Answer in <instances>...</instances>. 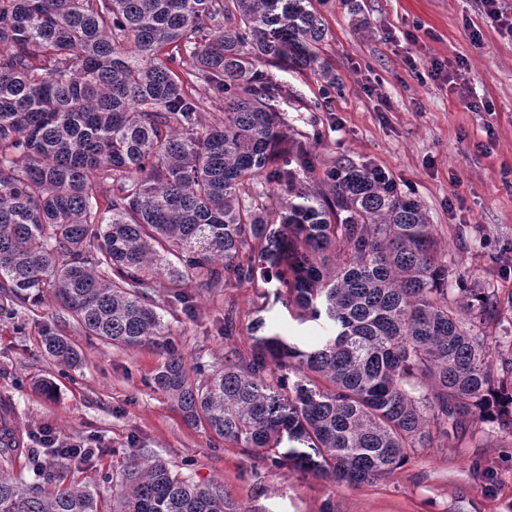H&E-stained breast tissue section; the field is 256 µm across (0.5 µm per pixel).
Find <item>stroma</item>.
<instances>
[{
  "label": "stroma",
  "instance_id": "1",
  "mask_svg": "<svg viewBox=\"0 0 512 512\" xmlns=\"http://www.w3.org/2000/svg\"><path fill=\"white\" fill-rule=\"evenodd\" d=\"M329 35L320 53L336 77L292 60L266 64L270 105L283 130L316 158L304 182L353 163L384 170L417 199L455 270L512 291V33L482 0H317ZM442 62L446 75L431 71ZM278 282L207 291L189 286L194 309L164 314L187 366L248 359V325L304 346L323 322L296 320ZM52 295L15 319L0 317V398L8 397L30 447L38 435L99 447L61 466L64 481L95 490L103 512L139 454L199 482L222 483L232 512H512V438L463 425L457 438L419 448L392 476L357 488L328 484L288 465L224 444L185 422L151 380L162 358L149 346L117 348L60 320ZM236 329L225 335V317ZM66 336L82 361L71 368L42 349L46 331ZM47 379L57 393L35 388Z\"/></svg>",
  "mask_w": 512,
  "mask_h": 512
}]
</instances>
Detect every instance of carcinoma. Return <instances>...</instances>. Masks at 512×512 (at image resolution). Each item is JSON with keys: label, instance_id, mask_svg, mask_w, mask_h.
I'll return each instance as SVG.
<instances>
[{"label": "carcinoma", "instance_id": "cac0c4a2", "mask_svg": "<svg viewBox=\"0 0 512 512\" xmlns=\"http://www.w3.org/2000/svg\"><path fill=\"white\" fill-rule=\"evenodd\" d=\"M327 33L311 0H0V315L49 292L87 335L161 349L152 383L187 423L358 487L467 420L512 437V358L490 331L512 293L453 276L439 226L382 170L302 191L275 166L288 133L262 65L312 69ZM213 99L224 118L205 127ZM273 278L332 334L301 349L258 317L250 358L208 373L162 339L189 284ZM43 346L81 361L52 331ZM117 496L120 512H227L223 485L158 459L134 460ZM0 512L101 507L90 489L1 478Z\"/></svg>", "mask_w": 512, "mask_h": 512}]
</instances>
